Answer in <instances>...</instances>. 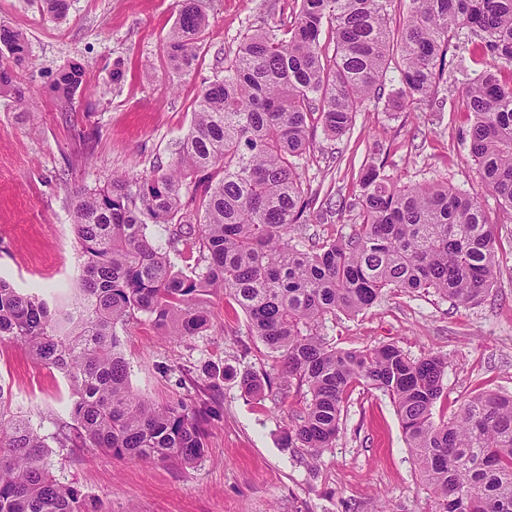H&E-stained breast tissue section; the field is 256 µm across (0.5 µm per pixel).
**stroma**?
<instances>
[{
	"instance_id": "35a3bbf8",
	"label": "stroma",
	"mask_w": 512,
	"mask_h": 512,
	"mask_svg": "<svg viewBox=\"0 0 512 512\" xmlns=\"http://www.w3.org/2000/svg\"><path fill=\"white\" fill-rule=\"evenodd\" d=\"M58 20L40 0H0V24L28 38L31 65L18 73L33 115L0 96V279L66 304L77 286L79 246L72 202L86 187L167 167L187 134L205 81L222 70L225 54L264 26H290L297 0H199L209 26L199 64L173 77L163 44L178 0H68ZM78 63L85 70L72 111H62L53 84ZM124 78L113 83L112 70ZM482 63L448 70L433 102L393 112L382 99L366 103L340 137L311 132L299 173L306 187L349 202L342 213L312 218L302 235L326 243L352 233L353 204L364 166L383 164L398 186L445 182L477 196L495 226L500 265L485 300L457 307L433 292H389L359 315L327 316L321 334L343 349L395 344L418 359L448 357L445 395L436 411L453 415L481 391L512 395V215L482 185L469 154L471 118L463 105L469 78ZM214 326L203 336L169 338L139 317L122 335L132 390L157 405L189 396L219 408L204 457L117 458L95 448L53 443L56 478L99 502L103 512H431L396 408L376 389L350 395L332 447L319 455L282 444L297 394L284 401L252 398L240 374L270 362L245 315L227 296L212 300ZM0 386L14 410L53 438L70 423L65 378L21 347H0Z\"/></svg>"
}]
</instances>
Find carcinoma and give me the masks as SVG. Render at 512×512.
<instances>
[{"label":"carcinoma","mask_w":512,"mask_h":512,"mask_svg":"<svg viewBox=\"0 0 512 512\" xmlns=\"http://www.w3.org/2000/svg\"><path fill=\"white\" fill-rule=\"evenodd\" d=\"M391 2L300 0L291 27L243 37L224 58V74L202 86L166 168L75 197L82 262L69 304L51 306L0 279V345L24 348L69 382L73 424L56 434L60 446L188 465L202 459L219 410L206 402L159 406L135 394L120 333L145 315L167 336L202 335L212 326L206 297L224 294L269 350L280 389L303 394L284 446L319 455L332 447L353 388L379 389L396 407L433 512H512V395L479 392L437 420L447 357L412 359L393 344L342 350L320 333L325 316L359 314L388 290L481 303L499 256L478 199L439 183L398 188L371 164L359 180L354 233L308 249L292 236L313 210H331L297 172L310 127L333 137L351 129L366 102L382 98L394 59L400 87L387 105L418 108L435 96L454 36L473 57L497 60L469 83L464 105L480 179L512 211V0H409L396 26ZM207 28L198 0H182L164 44L172 74L196 68ZM0 44L7 91L30 46L4 25ZM82 79L77 64L60 73L64 104ZM161 225L171 227L165 245L151 232ZM181 245L197 253L187 273L171 257ZM272 385L266 373L239 380L251 397ZM47 456L44 436L0 386V512H100L56 479Z\"/></svg>","instance_id":"cac0c4a2"}]
</instances>
